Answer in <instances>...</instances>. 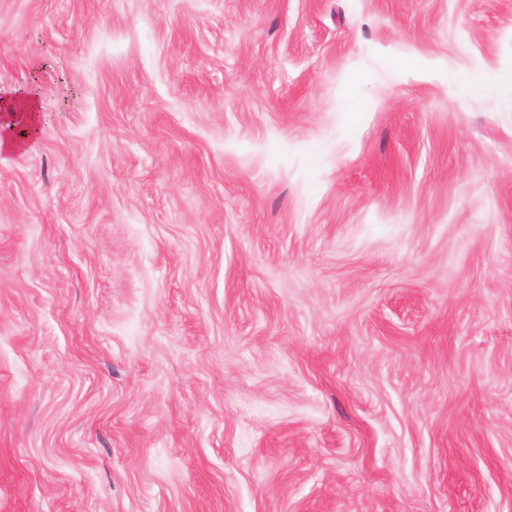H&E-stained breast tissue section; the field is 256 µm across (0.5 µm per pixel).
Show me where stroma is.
<instances>
[{"instance_id": "stroma-1", "label": "stroma", "mask_w": 512, "mask_h": 512, "mask_svg": "<svg viewBox=\"0 0 512 512\" xmlns=\"http://www.w3.org/2000/svg\"><path fill=\"white\" fill-rule=\"evenodd\" d=\"M0 512H512V0H0ZM16 93V92H15ZM3 96H0V100ZM8 100H12V107L18 105L20 107V112L24 113V119L22 118L13 123V112H9V109L6 107L0 106V125L4 123L11 124L8 128V125L4 126V131L0 134V149L13 150L21 148L24 143L27 141V138L37 130L36 125L38 123V105L36 99L30 95L24 96V94L16 93L12 97L4 98L0 101L6 102ZM10 102L8 104H11ZM22 123L19 126L20 122ZM15 124V125H13Z\"/></svg>"}]
</instances>
